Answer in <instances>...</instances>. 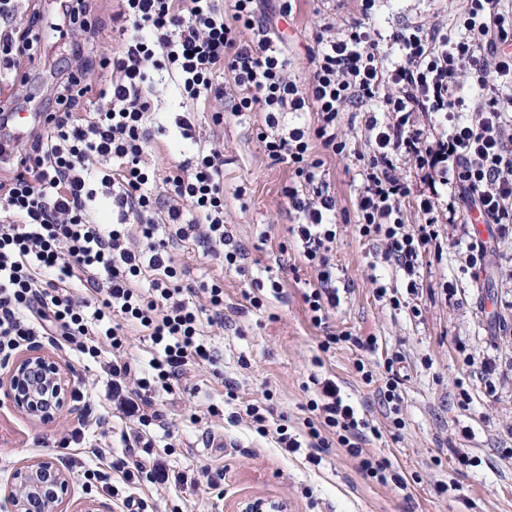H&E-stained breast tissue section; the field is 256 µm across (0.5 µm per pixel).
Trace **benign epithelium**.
Returning <instances> with one entry per match:
<instances>
[{"instance_id": "1", "label": "benign epithelium", "mask_w": 512, "mask_h": 512, "mask_svg": "<svg viewBox=\"0 0 512 512\" xmlns=\"http://www.w3.org/2000/svg\"><path fill=\"white\" fill-rule=\"evenodd\" d=\"M68 367L46 349L32 343L0 364V404L40 424L79 415L71 404ZM73 478L62 460L43 457L17 467L0 488L3 512H112V505L96 498L71 502ZM232 512H284L273 498L245 496Z\"/></svg>"}]
</instances>
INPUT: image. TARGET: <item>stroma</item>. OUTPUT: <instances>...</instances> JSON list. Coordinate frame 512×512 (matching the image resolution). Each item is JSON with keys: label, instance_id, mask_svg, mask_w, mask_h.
Listing matches in <instances>:
<instances>
[{"label": "stroma", "instance_id": "35a3bbf8", "mask_svg": "<svg viewBox=\"0 0 512 512\" xmlns=\"http://www.w3.org/2000/svg\"><path fill=\"white\" fill-rule=\"evenodd\" d=\"M61 4L24 0L17 15L22 28L39 13L44 44L40 59L22 63L8 91L15 109L8 133L18 140L55 110L57 88L75 68L67 40L79 32L70 29ZM463 7V0H390L378 23L387 31L418 21L451 24ZM260 8L286 46L291 77L308 82L306 54L322 0H301L288 18L279 17L276 0H262ZM156 94L168 129L156 136L152 150L159 174L183 160L170 133L188 120L194 139L224 152V223L232 242L245 250L241 273L202 256L189 241L174 253L189 282L224 286L225 325L209 328L205 338L215 361L191 370L172 392L157 393L162 418L143 428L149 441L143 456L189 481L153 484L143 478L114 492L97 480V473L111 472L128 455L121 434L130 423L104 400L112 356L94 359L52 343L48 351L69 366L72 388L83 391L93 413L44 426L0 408V481L22 463L49 456L69 468L73 499L94 497L109 502L112 512H121L119 499L128 494L143 503V512H227L245 495L285 501L288 512H512V238H500L495 225H475L489 252L475 275L459 253L456 225L444 224L443 253L426 254L420 262L419 294L403 296L397 308L378 300L374 279L391 283L396 273L381 261L377 245L356 230L352 202L367 147L359 130L344 127L348 154L326 156L323 167L337 211L346 217L337 226L333 251L341 303L324 325H314L302 283L315 280L317 272L301 258V243L290 231L284 189L291 171L271 162L256 138L260 114L217 125L213 103L180 99L162 85ZM273 281L282 286L281 297L252 308L246 292ZM447 284L452 292H444ZM344 332L374 337V350L349 342L322 350L325 336ZM360 360L372 382L357 373ZM315 377L335 380L354 402L373 430L368 449L390 461L399 482L366 476L340 446L314 462L307 450L280 448L276 433L255 432L246 408L266 397L287 413L289 433L304 432ZM392 377L399 383L396 414L379 394ZM78 427L81 444L57 447Z\"/></svg>", "mask_w": 512, "mask_h": 512}]
</instances>
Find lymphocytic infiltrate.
Listing matches in <instances>:
<instances>
[{
    "label": "lymphocytic infiltrate",
    "instance_id": "1",
    "mask_svg": "<svg viewBox=\"0 0 512 512\" xmlns=\"http://www.w3.org/2000/svg\"><path fill=\"white\" fill-rule=\"evenodd\" d=\"M356 18L320 24L306 57L308 83L292 79L290 61L269 32L260 0H118L112 21L119 51L95 54L70 41L78 74L61 82L58 109L22 146L0 145L12 168L0 173V354L36 337L97 358L124 350L123 327L137 325L156 352L152 367L172 390L190 366L211 361L205 327L224 322V288H207L208 308L172 256L194 241L225 266L243 271V252L224 228V153L190 142L187 156L158 176L148 152L157 97L166 73L182 97L223 101L224 80L240 90L229 112H258L266 156L285 163L284 194L302 256L317 269L303 301L314 323L340 302L332 263L338 212L321 169L346 153L342 119L359 122L369 155L353 202L361 237L418 289L424 254L442 252L444 224L466 237V265L482 268L487 248L470 224L496 225L512 237V0H466L455 27L413 23L385 32L375 23L385 0H352ZM19 0H0V84L15 85L21 58L41 51L37 17L16 27ZM254 32L253 41L242 38ZM97 92L95 111L78 99ZM412 162L429 183L412 193L398 175ZM107 209L112 221L92 214ZM414 211L417 230L406 228ZM174 226L159 236L160 225ZM149 279V291L138 283ZM110 400L129 418L146 419L149 382L130 361H113ZM305 441L276 430L286 448L346 447L367 476L386 481L390 464L366 451V436L336 382L309 402Z\"/></svg>",
    "mask_w": 512,
    "mask_h": 512
}]
</instances>
